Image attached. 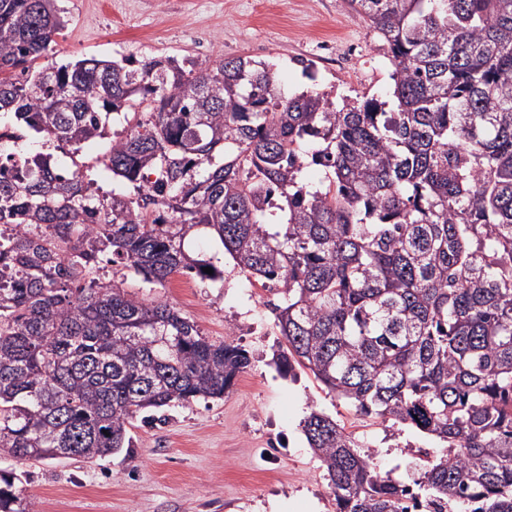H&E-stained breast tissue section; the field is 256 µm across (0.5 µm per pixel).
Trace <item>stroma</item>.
Here are the masks:
<instances>
[{"mask_svg":"<svg viewBox=\"0 0 512 512\" xmlns=\"http://www.w3.org/2000/svg\"><path fill=\"white\" fill-rule=\"evenodd\" d=\"M66 26L48 56L199 60L246 56L274 66L289 94L317 89L336 105L392 99L391 65L364 17L343 0H58ZM311 61L304 74L301 60ZM216 278L189 273V288L149 287L125 268L124 289L173 305L214 342L246 350L250 365L220 399H197L135 420L120 453L24 464L37 512H336L325 471L302 422L311 411L344 425L379 471L409 483L438 441L355 413L305 368L282 376L273 354L284 339L276 291L240 272L207 228L189 239Z\"/></svg>","mask_w":512,"mask_h":512,"instance_id":"stroma-1","label":"stroma"}]
</instances>
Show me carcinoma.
<instances>
[{
  "label": "carcinoma",
  "instance_id": "1",
  "mask_svg": "<svg viewBox=\"0 0 512 512\" xmlns=\"http://www.w3.org/2000/svg\"><path fill=\"white\" fill-rule=\"evenodd\" d=\"M56 2L0 0V115L77 152L113 113L152 120L103 159L131 196L0 134V458L117 454L138 413L224 397L243 349L100 274L107 252L149 285L199 273L205 226L281 289V373L444 444L402 485L311 412L336 512H512V0H344L386 46L390 111L289 95L242 57L58 63ZM20 482L0 470V512H35Z\"/></svg>",
  "mask_w": 512,
  "mask_h": 512
}]
</instances>
